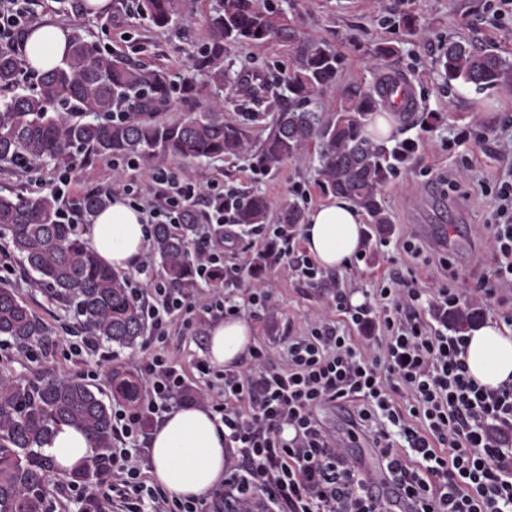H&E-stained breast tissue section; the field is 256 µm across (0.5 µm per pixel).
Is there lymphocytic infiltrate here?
Returning <instances> with one entry per match:
<instances>
[{
  "mask_svg": "<svg viewBox=\"0 0 512 512\" xmlns=\"http://www.w3.org/2000/svg\"><path fill=\"white\" fill-rule=\"evenodd\" d=\"M30 0H0V48L18 50L27 32ZM106 198L129 199L148 224L179 226L199 201L204 232L193 245L196 276L205 292L189 296L174 285L131 289V297L164 343L173 322L192 327L198 314L220 320L241 314L227 296L247 288L252 306L268 309L278 271L320 287V268L282 228L252 227L268 274L256 278L252 261L224 262V227L236 221L239 194L223 182H200L156 168L146 189L100 186ZM483 271L475 287L418 288L413 275L389 270L372 304L352 305L336 293V315L310 318L277 345L250 349L246 370L196 369L197 401L219 415L224 446L234 457L224 483L199 500H178L142 477L138 447L148 422L178 407L187 384L175 356L157 350L136 361L144 384L136 411L112 414V473L104 490L87 492L85 512H105L117 493L125 512H512V382L488 389L469 376L464 333L449 317L500 309L512 326V174L501 179L482 227ZM349 409V435L366 440L385 474L376 484L349 461L320 417L325 407Z\"/></svg>",
  "mask_w": 512,
  "mask_h": 512,
  "instance_id": "lymphocytic-infiltrate-1",
  "label": "lymphocytic infiltrate"
}]
</instances>
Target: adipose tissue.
I'll return each instance as SVG.
<instances>
[{
  "label": "adipose tissue",
  "mask_w": 512,
  "mask_h": 512,
  "mask_svg": "<svg viewBox=\"0 0 512 512\" xmlns=\"http://www.w3.org/2000/svg\"><path fill=\"white\" fill-rule=\"evenodd\" d=\"M67 27L58 21L34 25L24 42L26 64L44 71L64 58ZM303 245L313 261L330 270L348 265L364 247L363 218L344 198L310 209L302 232ZM91 247L108 266L131 268L148 247L142 215L122 200L98 214L88 231ZM253 329L242 317L213 324L207 355L212 365L232 367L251 349ZM464 360L470 376L495 389L512 382V329L490 320L468 336ZM59 467L73 472L90 457L89 443L76 428L61 427L46 447ZM151 475L155 484L181 499L209 495L224 481L229 464L224 425L200 406H182L167 413L150 438Z\"/></svg>",
  "instance_id": "adipose-tissue-1"
}]
</instances>
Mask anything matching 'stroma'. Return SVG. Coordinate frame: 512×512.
<instances>
[{
    "label": "stroma",
    "instance_id": "obj_1",
    "mask_svg": "<svg viewBox=\"0 0 512 512\" xmlns=\"http://www.w3.org/2000/svg\"><path fill=\"white\" fill-rule=\"evenodd\" d=\"M218 0H184V22L166 28L153 27L139 16L134 0H112L104 11L89 14L84 0H34L32 23L53 19L69 28L83 29L88 40L127 55L131 62L160 67L168 73L191 76V62L209 41L205 18ZM259 8L276 5L285 10L300 34L323 43L338 58L336 86L312 97L309 107L326 117L339 107L341 91L351 85L372 86L385 75L396 72L412 84L418 112H433L439 119L419 125L402 119L398 140L410 139L417 148L382 191L383 204L392 218V230L386 238L371 234L366 256L357 269L346 267L324 273L325 287L313 288L298 277L279 274L273 290L270 311L248 307L246 289L233 290V298L242 303V315L255 331L256 344L272 342L288 331H300L309 317L335 316V287L348 294L372 293L377 279L388 270L404 265L406 257L401 241L417 233L421 224L459 225L458 240L448 246L425 245L424 260L414 264L419 285L427 286L446 279L443 260H450L463 272L457 280L460 288L473 287L467 272L482 252L481 226L489 218L492 198L486 187L512 169V155L499 152L497 140L503 132L512 133V91L475 90L447 83L438 73L435 59L448 42L465 40L474 47H492L512 61V27L500 26L488 10L487 0H255ZM409 12L417 19L415 31L398 27L399 13ZM394 44L398 53L387 61L375 60L378 44ZM291 65L285 47L270 43L262 47L240 48L230 60L231 73L258 71L273 80L266 103L251 123V138L261 143L270 132L278 113L289 105L282 78ZM485 135L477 143V135ZM199 181L218 179L236 188L241 195L260 193L272 204L296 201L304 209L325 202L317 182V154L308 150L288 160L279 169L266 172L248 154L224 159L183 160L159 158L157 163L141 162L138 169L98 161L71 172L61 166L27 168L0 164V192L39 195L51 192L62 175H70L67 196L120 181L147 185L154 166ZM0 284L12 288L40 316L53 332L49 344H33V356L19 353L16 343L0 336V372L13 377L39 381L58 374L85 376L94 367L99 353L114 355L116 364L152 354L146 340L132 349L107 343L99 352L72 355L70 344L81 328L72 313L48 292L36 285L8 243L0 239ZM196 331L173 325L166 349L174 353L189 383H196L195 363L206 357Z\"/></svg>",
    "mask_w": 512,
    "mask_h": 512
}]
</instances>
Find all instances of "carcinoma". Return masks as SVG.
Returning <instances> with one entry per match:
<instances>
[{
  "label": "carcinoma",
  "mask_w": 512,
  "mask_h": 512,
  "mask_svg": "<svg viewBox=\"0 0 512 512\" xmlns=\"http://www.w3.org/2000/svg\"><path fill=\"white\" fill-rule=\"evenodd\" d=\"M138 12L151 25L166 28L182 18L180 0H137ZM210 42L192 68L201 83H184L186 95L197 90L219 91L230 79L224 60L245 45L276 42L291 51L293 67L283 78L293 105L279 113L259 147L250 140L246 121L224 118L214 100L184 119L158 122L154 114L169 101L174 85L166 71L132 64L119 54H104L79 31L70 37L69 51L54 69L39 76L32 91L18 86L20 62L9 49H0V163L19 166L71 165L135 154L145 160L159 156L211 159L256 150L265 170H277L312 145L318 146V176L324 193L348 198L364 212L379 233L391 230V217L381 189L406 163L416 143L393 148L364 136L371 114L380 107L385 82L354 86L328 119L306 109L310 98L336 79V55L321 44L304 40L279 8L258 9L253 0H220L208 21ZM450 82L478 90L512 86V63L493 49H477L465 40L448 43L436 61ZM138 111L120 122L112 112L130 103ZM88 220L106 208L105 197L87 191L77 198ZM59 200L52 194L23 196L0 193V238L39 283L73 313L78 324L100 341L132 348L144 332L137 303L130 297L125 275L102 263L73 225L59 218ZM272 206L262 194L238 204L237 223L266 224ZM276 222L293 230L304 222V211L283 202ZM198 225L174 230L156 226L152 249L168 282L194 285V261L189 237ZM0 336L19 345L47 342L51 330L12 289L0 286ZM112 397L135 404L140 385L135 375L115 366L108 372ZM69 425L90 441L91 461L65 476L67 483L90 487L112 471V405L103 393L67 375L34 383L0 373V512H49L54 465L45 446L54 431Z\"/></svg>",
  "instance_id": "cac0c4a2"
}]
</instances>
